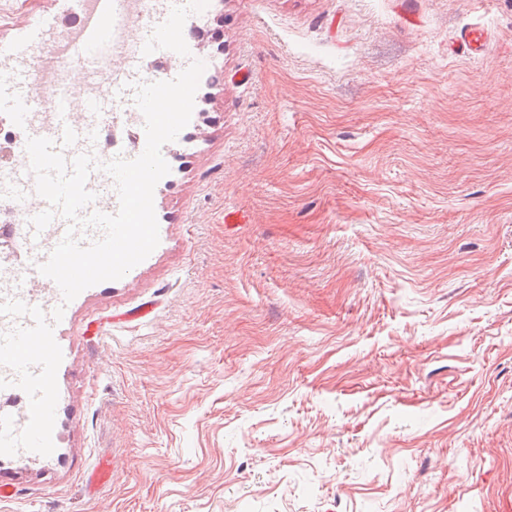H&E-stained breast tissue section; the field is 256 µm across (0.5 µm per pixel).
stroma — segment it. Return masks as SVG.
<instances>
[{
    "mask_svg": "<svg viewBox=\"0 0 512 512\" xmlns=\"http://www.w3.org/2000/svg\"><path fill=\"white\" fill-rule=\"evenodd\" d=\"M207 14L157 52L169 80L211 64L162 148L160 242L55 324L54 451L0 455V512H512V0ZM41 15L60 0H0V45ZM90 85L69 67L74 124ZM140 118L100 111L85 151ZM66 229L0 247L26 295L54 300L32 260Z\"/></svg>",
    "mask_w": 512,
    "mask_h": 512,
    "instance_id": "35a3bbf8",
    "label": "stroma"
}]
</instances>
